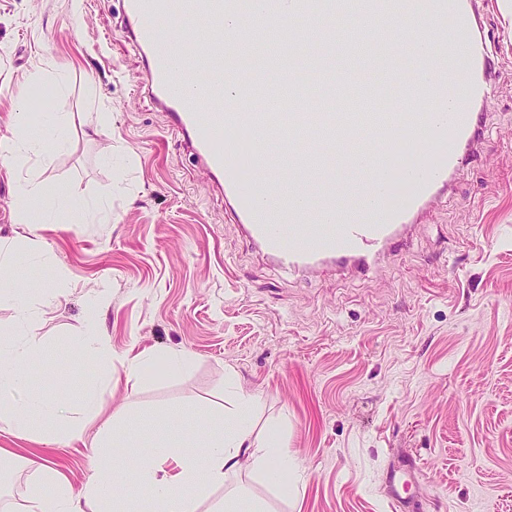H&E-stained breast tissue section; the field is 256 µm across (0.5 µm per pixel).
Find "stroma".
Listing matches in <instances>:
<instances>
[{
	"label": "stroma",
	"mask_w": 512,
	"mask_h": 512,
	"mask_svg": "<svg viewBox=\"0 0 512 512\" xmlns=\"http://www.w3.org/2000/svg\"><path fill=\"white\" fill-rule=\"evenodd\" d=\"M492 66L480 137L462 171L413 224L410 244L369 271H289L264 258L224 209V195L167 130L143 88L125 0H0V135L18 107L31 125L66 114L67 148L0 168V237L16 239L15 285H51L29 334L50 366L31 387L80 417L54 441L0 430V448L49 458L73 486L96 473L91 442L133 421L136 460L161 431L154 416L185 405L221 416L229 383L259 395L256 428H278L307 470L298 495L252 471L240 481L270 512H392L383 473L393 455L419 466L425 512H512V0H479ZM102 115L99 129L82 121ZM117 154L105 159V147ZM37 175L98 205L45 210L22 240L13 175ZM110 287L98 306L93 290ZM100 349L75 341L88 323ZM177 350L180 372L133 361Z\"/></svg>",
	"instance_id": "obj_1"
}]
</instances>
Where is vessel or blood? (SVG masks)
<instances>
[{
  "label": "vessel or blood",
  "mask_w": 512,
  "mask_h": 512,
  "mask_svg": "<svg viewBox=\"0 0 512 512\" xmlns=\"http://www.w3.org/2000/svg\"><path fill=\"white\" fill-rule=\"evenodd\" d=\"M288 34L226 29L245 0H126L146 93L224 194L245 236L278 266L364 269L400 252L417 214L463 168L479 134L474 106L491 67L477 0H418L409 27L397 0H278ZM373 13L355 42L318 19ZM407 40L428 80H402L388 53ZM240 104L224 103V85ZM360 172L348 180L347 172ZM415 461L386 471L405 512Z\"/></svg>",
  "instance_id": "vessel-or-blood-1"
}]
</instances>
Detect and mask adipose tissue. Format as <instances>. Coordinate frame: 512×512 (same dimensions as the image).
<instances>
[{
  "label": "adipose tissue",
  "mask_w": 512,
  "mask_h": 512,
  "mask_svg": "<svg viewBox=\"0 0 512 512\" xmlns=\"http://www.w3.org/2000/svg\"><path fill=\"white\" fill-rule=\"evenodd\" d=\"M68 124L64 117L49 116L44 124L31 126L26 113L15 116L11 135L0 137V167L14 169L23 152H47L63 146ZM51 202L53 208L67 211L79 207L86 223L101 221L99 207L75 205L64 189L37 177L16 179L11 205L16 223L22 224L28 238L38 235L42 221L35 215L41 203ZM12 269L9 246L0 244V298L13 303L16 312L15 338L0 348V422L17 434L31 432L30 416L40 413L46 422L41 434L56 436L59 428L78 432L79 426L58 402L45 399L27 386V374L34 363L48 362V354L27 339V329L35 318L32 296L50 300L52 289L41 288L36 294L6 284L4 277ZM233 408L217 421L194 406L185 405L159 416L160 427L173 429L180 421L197 422V430L172 438L159 439L134 463L133 489H125L123 453L125 439L112 440V453L102 458L99 473L81 489H73L66 478L44 459H26L25 466L35 480L34 487L15 512H140L141 503H148L149 512H200L203 501H210V512H268L265 505L250 499L238 483L242 470L254 469L271 485L280 484L283 471H291L295 482H302L303 470L290 459L285 444L277 437L256 438L250 417L260 405L256 394L240 386L232 388ZM175 460L179 471L169 478L161 473L162 461ZM223 498H215L216 490Z\"/></svg>",
  "instance_id": "adipose-tissue-1"
}]
</instances>
